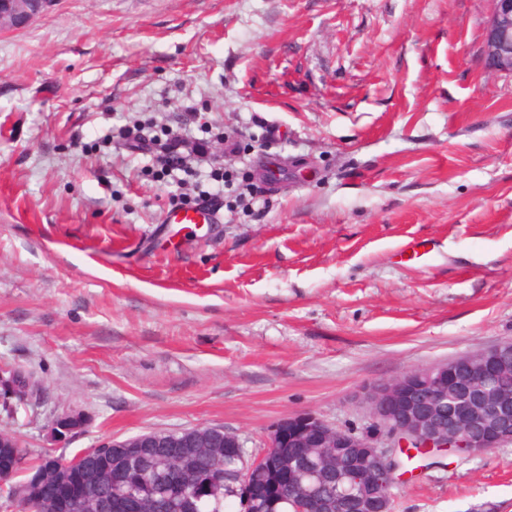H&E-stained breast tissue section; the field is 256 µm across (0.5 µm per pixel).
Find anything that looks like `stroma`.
I'll return each instance as SVG.
<instances>
[{"instance_id":"stroma-1","label":"stroma","mask_w":512,"mask_h":512,"mask_svg":"<svg viewBox=\"0 0 512 512\" xmlns=\"http://www.w3.org/2000/svg\"><path fill=\"white\" fill-rule=\"evenodd\" d=\"M490 0H56L0 32L7 417L69 460L221 426L261 454L369 385L512 340V75ZM207 144L162 170L120 136ZM218 190L217 224H169ZM65 413L86 424L63 447ZM393 512H512V444L414 459ZM485 57L494 69L512 73V0H491ZM3 382H6V386L10 391L9 395L11 397L21 396L23 398H28L31 394L33 379L21 371H1L0 387ZM84 421H79L77 414L66 413L60 416L51 428V440L54 443H66L72 434L81 429Z\"/></svg>"}]
</instances>
